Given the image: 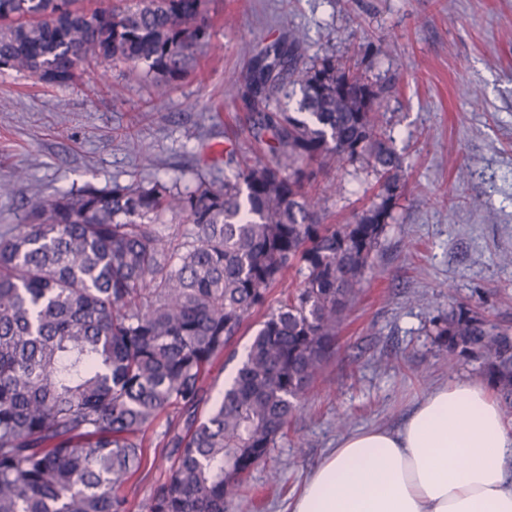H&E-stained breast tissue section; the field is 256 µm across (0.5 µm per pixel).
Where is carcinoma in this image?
Segmentation results:
<instances>
[{
  "mask_svg": "<svg viewBox=\"0 0 512 512\" xmlns=\"http://www.w3.org/2000/svg\"><path fill=\"white\" fill-rule=\"evenodd\" d=\"M210 0H0V68L67 85L104 61L164 89L212 38ZM233 80L268 159L232 148L224 182L188 192L92 183L31 202L0 233V512H126L118 490L145 434L185 416L164 449L168 479L145 512H227L336 354L344 314L372 267L403 159L382 129L381 91L334 56L306 60V34L245 45ZM295 106L280 105V97ZM371 171L380 192L350 224H324L341 193L330 170ZM167 213L191 224L160 234ZM300 287L264 320L224 394L200 418L203 377L288 270ZM512 415V328L469 305L431 321Z\"/></svg>",
  "mask_w": 512,
  "mask_h": 512,
  "instance_id": "carcinoma-1",
  "label": "carcinoma"
}]
</instances>
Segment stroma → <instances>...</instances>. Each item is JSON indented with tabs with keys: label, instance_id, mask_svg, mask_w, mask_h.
<instances>
[{
	"label": "stroma",
	"instance_id": "stroma-1",
	"mask_svg": "<svg viewBox=\"0 0 512 512\" xmlns=\"http://www.w3.org/2000/svg\"><path fill=\"white\" fill-rule=\"evenodd\" d=\"M217 27L195 72L164 93L128 67L102 64L57 86L0 70V229L20 224L36 197L85 183L161 179L178 190L224 179V151L246 146L232 78L244 43L307 35L309 56L333 54L384 92L386 133L403 158L397 198L373 268L346 313L335 356L229 512H288L344 432L400 425L433 386L476 380V363L449 369L427 331L451 303L512 326V0H218ZM324 221L343 224L376 192L375 175L343 176ZM484 207L473 210L472 197ZM346 428H338L337 417ZM166 418L147 433L144 460L121 491L130 512L163 483Z\"/></svg>",
	"mask_w": 512,
	"mask_h": 512
}]
</instances>
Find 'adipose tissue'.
I'll use <instances>...</instances> for the list:
<instances>
[{
	"label": "adipose tissue",
	"mask_w": 512,
	"mask_h": 512,
	"mask_svg": "<svg viewBox=\"0 0 512 512\" xmlns=\"http://www.w3.org/2000/svg\"><path fill=\"white\" fill-rule=\"evenodd\" d=\"M512 430L487 386L435 387L395 429L343 436L291 512H512Z\"/></svg>",
	"instance_id": "1"
}]
</instances>
